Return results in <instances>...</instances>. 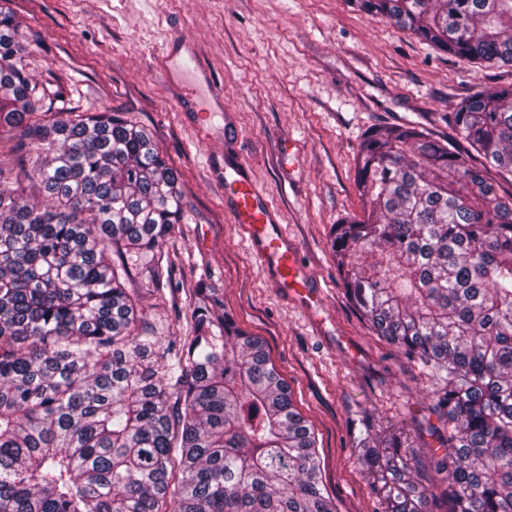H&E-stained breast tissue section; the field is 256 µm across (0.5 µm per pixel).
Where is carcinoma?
Instances as JSON below:
<instances>
[{
    "instance_id": "cac0c4a2",
    "label": "carcinoma",
    "mask_w": 512,
    "mask_h": 512,
    "mask_svg": "<svg viewBox=\"0 0 512 512\" xmlns=\"http://www.w3.org/2000/svg\"><path fill=\"white\" fill-rule=\"evenodd\" d=\"M468 62L512 63V0H349ZM0 7V133L23 128L26 179L0 168V512H336L316 437L266 343L199 289L177 344L133 272L183 223L178 174L116 112L63 111L23 64ZM366 132L363 216L334 225L345 291L372 332L440 385L445 512H512V84L444 117ZM382 512L438 494L401 427L360 420Z\"/></svg>"
}]
</instances>
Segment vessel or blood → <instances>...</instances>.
Returning <instances> with one entry per match:
<instances>
[{"instance_id":"b4317fda","label":"vessel or blood","mask_w":512,"mask_h":512,"mask_svg":"<svg viewBox=\"0 0 512 512\" xmlns=\"http://www.w3.org/2000/svg\"><path fill=\"white\" fill-rule=\"evenodd\" d=\"M177 71L183 78L186 103L195 104L197 97L203 96L216 105H223L222 89L200 67L194 55L183 57L177 64ZM221 177L224 200L233 221L244 231L253 257L274 286L295 293L306 303L317 302L321 289L315 286L296 246L283 231L276 209L246 175L243 164L225 163Z\"/></svg>"}]
</instances>
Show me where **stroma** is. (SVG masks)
Masks as SVG:
<instances>
[{
	"label": "stroma",
	"instance_id": "obj_1",
	"mask_svg": "<svg viewBox=\"0 0 512 512\" xmlns=\"http://www.w3.org/2000/svg\"><path fill=\"white\" fill-rule=\"evenodd\" d=\"M19 23L23 62L58 86V107L120 112L149 130L177 170L187 218L157 257L170 277L146 297L159 336L192 333L201 285L267 343L318 440L323 485L338 512H378L358 462L363 412L403 425L431 459L432 382L373 336L336 270L334 224L362 217L357 153L379 125L432 123L481 90L512 83V66L449 56L347 0H0ZM192 50L224 88L223 112L181 111L159 67L164 48ZM242 160L280 213L323 295L304 308L270 284L224 205L216 172Z\"/></svg>",
	"mask_w": 512,
	"mask_h": 512
}]
</instances>
